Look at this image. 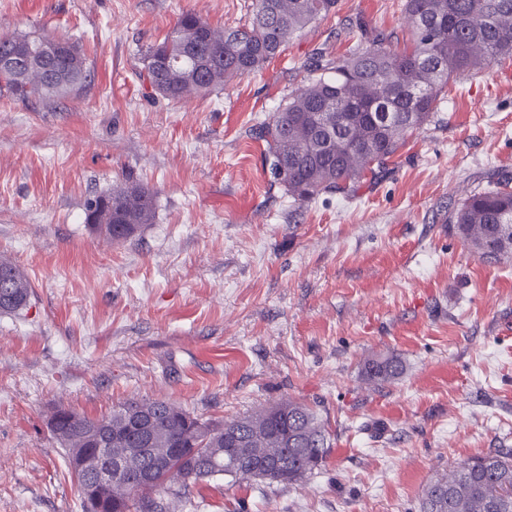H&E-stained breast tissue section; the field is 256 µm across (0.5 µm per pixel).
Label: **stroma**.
<instances>
[{
  "mask_svg": "<svg viewBox=\"0 0 512 512\" xmlns=\"http://www.w3.org/2000/svg\"><path fill=\"white\" fill-rule=\"evenodd\" d=\"M254 0H0V36L77 41L88 79L54 102L0 96V257L34 294L0 314V512H81L46 428L166 397L223 420L290 396L335 438L306 485L217 478L183 512H416L448 465L512 448V259L451 227L474 190L512 176V59L449 83L430 122L355 197L298 204L274 183L259 124L351 17L410 44L404 0H338L262 70L186 100L151 94L143 53L184 13L245 24ZM134 181L154 224L123 242L89 199ZM406 371L369 389L360 363ZM360 366L363 381L373 387L394 384L405 371L403 359L394 353L368 355Z\"/></svg>",
  "mask_w": 512,
  "mask_h": 512,
  "instance_id": "obj_1",
  "label": "stroma"
}]
</instances>
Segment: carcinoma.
I'll return each instance as SVG.
<instances>
[{
  "label": "carcinoma",
  "mask_w": 512,
  "mask_h": 512,
  "mask_svg": "<svg viewBox=\"0 0 512 512\" xmlns=\"http://www.w3.org/2000/svg\"><path fill=\"white\" fill-rule=\"evenodd\" d=\"M337 0H255L248 24L212 26L198 14L181 15L162 42L150 46L143 68L150 88L170 100L206 94L257 72ZM403 24L412 44L396 51L391 35L352 23L358 48L347 55L317 51L305 68L308 82L289 94L261 124L273 178L300 203L322 193L352 197L364 177L388 169L408 133L423 127L450 80L512 58V0H405ZM48 36L36 31L0 37V54L19 51L21 64L0 70V93L46 101L82 89L87 58L81 46L61 39L59 52L43 57ZM153 193L136 182L88 203L86 223L110 242L125 241L153 223ZM454 229L480 257H512V179L471 193L453 214ZM7 287L0 313L25 309L33 295L25 272L0 259ZM394 353L361 362L373 387L404 374ZM51 438L66 466L78 448L101 440L123 465L125 481L110 486L85 480L96 512H174L198 485L217 476L237 481L302 485L324 466L332 448L320 412L282 397L230 420H204L165 397L131 398L99 417L58 405L47 415ZM166 493L167 499L152 497ZM420 512H512V450L463 460L422 490Z\"/></svg>",
  "instance_id": "carcinoma-1"
}]
</instances>
